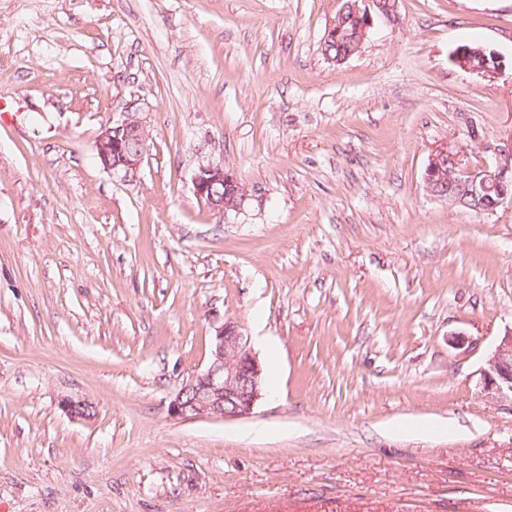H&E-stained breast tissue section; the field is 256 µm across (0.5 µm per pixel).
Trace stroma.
I'll return each instance as SVG.
<instances>
[{"label": "stroma", "mask_w": 512, "mask_h": 512, "mask_svg": "<svg viewBox=\"0 0 512 512\" xmlns=\"http://www.w3.org/2000/svg\"><path fill=\"white\" fill-rule=\"evenodd\" d=\"M342 3L0 0V512H512V402L481 390L512 206L424 184L441 143L512 146V0H397L336 65ZM470 43L498 75L456 67ZM125 112L127 178L95 148ZM207 159L241 212L194 195ZM223 319L266 396L175 417ZM147 136L146 125L134 114L124 113L98 136L96 155L100 165L112 174H123L125 178L134 175L147 152ZM134 141L141 147L133 148L131 143ZM241 186L245 184L241 181ZM239 178L230 169L224 166V161L207 160L201 162L196 167L193 177V192L198 199L203 201L211 212L220 217H224L232 208L233 211H241L245 202L252 196L250 190L245 186L240 187ZM224 187H234L239 193L224 205V196L227 189Z\"/></svg>", "instance_id": "obj_1"}]
</instances>
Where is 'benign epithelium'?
<instances>
[{
	"instance_id": "1",
	"label": "benign epithelium",
	"mask_w": 512,
	"mask_h": 512,
	"mask_svg": "<svg viewBox=\"0 0 512 512\" xmlns=\"http://www.w3.org/2000/svg\"><path fill=\"white\" fill-rule=\"evenodd\" d=\"M353 14L369 32L374 19H390L396 0H357ZM146 125L134 114L126 113L106 126L96 141V155L103 169L129 177L135 174L147 152ZM494 162L477 170L461 166L458 153L448 145L430 154L425 168L427 192L454 205L490 214L507 201L512 202V150H493ZM193 192L211 212L222 217L243 209L251 197L240 188L239 178L224 161L208 160L196 167ZM239 193L224 203V188ZM483 391L512 401V325L504 328L489 352L483 371ZM265 396L263 367L232 321L214 325L210 357L206 367L181 386L171 402L174 415L182 419L212 416L241 419L250 416Z\"/></svg>"
}]
</instances>
